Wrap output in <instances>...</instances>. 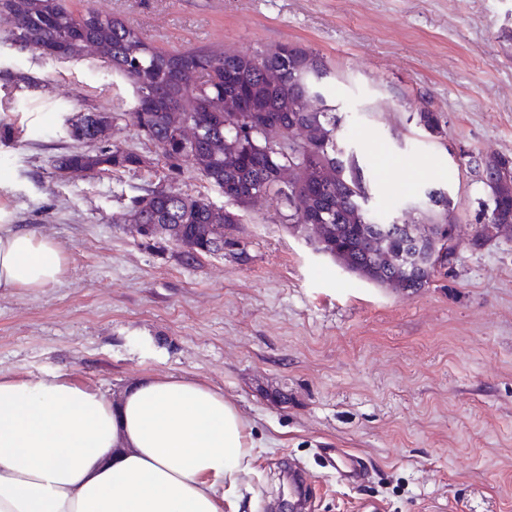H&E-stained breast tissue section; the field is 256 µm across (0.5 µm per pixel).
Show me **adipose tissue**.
<instances>
[{
    "instance_id": "obj_1",
    "label": "adipose tissue",
    "mask_w": 512,
    "mask_h": 512,
    "mask_svg": "<svg viewBox=\"0 0 512 512\" xmlns=\"http://www.w3.org/2000/svg\"><path fill=\"white\" fill-rule=\"evenodd\" d=\"M64 270L58 242L0 223V291ZM254 443L223 391L146 374L122 388L0 374V512H222Z\"/></svg>"
}]
</instances>
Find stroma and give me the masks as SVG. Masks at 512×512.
I'll return each instance as SVG.
<instances>
[{
    "mask_svg": "<svg viewBox=\"0 0 512 512\" xmlns=\"http://www.w3.org/2000/svg\"><path fill=\"white\" fill-rule=\"evenodd\" d=\"M137 28L166 52L324 55L323 95L359 160L380 222L452 201L455 252L417 292L380 288L315 252L285 205L256 199L223 254L183 265L127 223L132 197L178 187L125 112L132 86L94 52L20 48L0 25V220L53 236L67 272L0 293V373L120 388L145 373L191 377L236 404L255 442L240 512H283L290 465L310 512H512V232L476 247L487 197L476 158H512V0H61ZM439 113L442 132L419 123ZM114 114L113 144L147 158L64 173L70 121ZM329 448L363 461L354 485Z\"/></svg>",
    "mask_w": 512,
    "mask_h": 512,
    "instance_id": "1",
    "label": "stroma"
}]
</instances>
